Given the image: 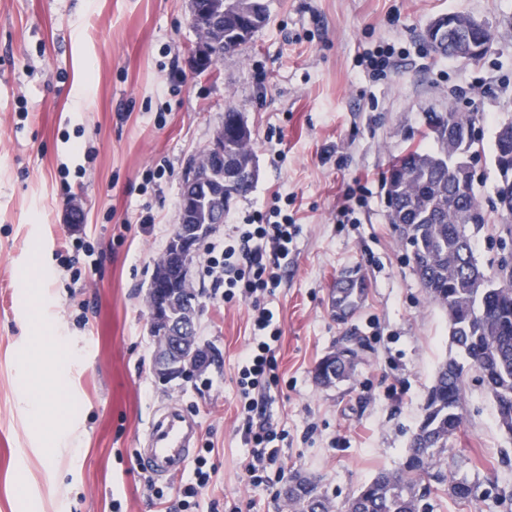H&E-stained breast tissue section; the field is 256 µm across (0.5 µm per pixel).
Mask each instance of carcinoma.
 I'll use <instances>...</instances> for the list:
<instances>
[{
  "instance_id": "carcinoma-1",
  "label": "carcinoma",
  "mask_w": 512,
  "mask_h": 512,
  "mask_svg": "<svg viewBox=\"0 0 512 512\" xmlns=\"http://www.w3.org/2000/svg\"><path fill=\"white\" fill-rule=\"evenodd\" d=\"M224 10L227 40L208 57L210 68L226 56L241 53L254 34L265 26L266 15L257 0H212ZM424 37L432 52L450 57L454 47L448 35ZM241 113L233 104L224 109V147L228 156L246 165L255 163L251 149L252 132L239 124ZM426 136L439 145L437 151L412 146L395 156L386 178V191L393 204L389 210L393 224L412 226L417 255L425 263L417 269L426 280L428 298L448 313L451 343L462 360L451 358L437 373L428 391L422 420L411 441L406 466L396 472H381L362 486L345 505L346 512H420L422 496L417 487L429 474L437 457L448 447V439L463 424L464 386L467 371L475 370L491 395L500 428L512 434V272L490 275L476 263L470 235L457 223V213L466 212L475 223H486L474 184L460 191L456 179L467 172L459 162L475 149L468 129L479 121L477 112H459L453 106L426 117ZM453 129L456 139L445 137ZM494 159L512 165V121L503 123L495 137ZM153 278L172 285L177 274L171 250H166ZM366 290L349 289L336 293L341 311L357 308ZM289 484L297 491L288 495L293 512H332V505L318 484L294 475ZM451 496L466 502L471 485L455 478L448 485Z\"/></svg>"
}]
</instances>
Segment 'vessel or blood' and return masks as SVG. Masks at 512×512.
<instances>
[{
	"mask_svg": "<svg viewBox=\"0 0 512 512\" xmlns=\"http://www.w3.org/2000/svg\"><path fill=\"white\" fill-rule=\"evenodd\" d=\"M152 446L144 459L148 470L158 476L181 472L189 462L194 442V427L178 407H171L156 416L150 426Z\"/></svg>",
	"mask_w": 512,
	"mask_h": 512,
	"instance_id": "1",
	"label": "vessel or blood"
}]
</instances>
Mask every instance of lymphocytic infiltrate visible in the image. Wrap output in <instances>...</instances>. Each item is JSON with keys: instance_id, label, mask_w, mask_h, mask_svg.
Returning a JSON list of instances; mask_svg holds the SVG:
<instances>
[{"instance_id": "obj_1", "label": "lymphocytic infiltrate", "mask_w": 512, "mask_h": 512, "mask_svg": "<svg viewBox=\"0 0 512 512\" xmlns=\"http://www.w3.org/2000/svg\"><path fill=\"white\" fill-rule=\"evenodd\" d=\"M297 235L296 224L282 217L278 207L258 209L239 225L238 236L228 245H211L204 271L211 278L214 298L232 300L233 296L251 301L254 311L253 337L239 370L238 386L244 398V440L251 446L252 458L245 467L250 483L258 484L279 458L272 443L278 433L272 423L255 421L252 393L265 388L276 368L275 345L281 330L274 313L262 306L260 296L273 292L282 281L279 260L287 256ZM219 471L205 455H198L192 472L182 483L165 512H194L201 505L205 490L217 481Z\"/></svg>"}]
</instances>
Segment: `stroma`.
<instances>
[{
    "mask_svg": "<svg viewBox=\"0 0 512 512\" xmlns=\"http://www.w3.org/2000/svg\"><path fill=\"white\" fill-rule=\"evenodd\" d=\"M270 21L237 56L196 73L201 35L189 0H0V512H160L154 489L178 479L143 467L154 413L180 405L212 443L219 478L205 494L226 512H288V476L314 477L336 512L378 473L403 468L441 364L455 356L448 315L431 304L398 227L385 177L409 145L436 150L426 114L454 105L482 115L485 152L475 191L489 221L470 225L474 254L497 272L512 254L494 209L491 148L512 120V0H268ZM458 14L493 40L476 61L440 58L427 23ZM395 49L373 79L364 51ZM235 104L252 132L253 190L237 198L206 244L228 240L254 209L279 203L299 228L279 288L265 296L282 336L267 407L285 479L249 484L238 371L251 336L248 302H218L198 251L197 334L206 369L169 384L154 376L148 288L180 222L182 177ZM365 200L336 221L346 186ZM95 250L78 256L74 238ZM353 273L367 286L347 321L332 291ZM47 326L72 359L38 356ZM366 343L332 386L316 363L350 333ZM29 360L28 385L15 366ZM47 392V418L22 408L24 389ZM463 425L442 458L475 486L428 512H512V435L500 429L477 373L466 376ZM69 426L71 452L49 453Z\"/></svg>",
    "mask_w": 512,
    "mask_h": 512,
    "instance_id": "obj_1",
    "label": "stroma"
}]
</instances>
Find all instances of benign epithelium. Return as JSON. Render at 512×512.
<instances>
[{
  "label": "benign epithelium",
  "instance_id": "obj_1",
  "mask_svg": "<svg viewBox=\"0 0 512 512\" xmlns=\"http://www.w3.org/2000/svg\"><path fill=\"white\" fill-rule=\"evenodd\" d=\"M190 17L194 27L208 32V38L195 49L193 62L197 70L203 69L207 57L215 48L224 44V17L212 14L202 6L201 0H190ZM489 41L482 39L459 42L456 53L463 59L476 60L486 51ZM225 172L224 129H219L203 157L192 162L184 174L181 200V224L174 236V250L179 258V280L184 287H191L194 258L203 241L205 231L224 223V214L234 197L224 194ZM214 204L207 229H198L186 223L201 198ZM149 293L156 297L150 314V332L155 337L153 369L158 381L168 383L184 376L189 368H203L209 362L204 346L196 336L198 318L197 299L189 295L174 310L178 293L153 281Z\"/></svg>",
  "mask_w": 512,
  "mask_h": 512
}]
</instances>
